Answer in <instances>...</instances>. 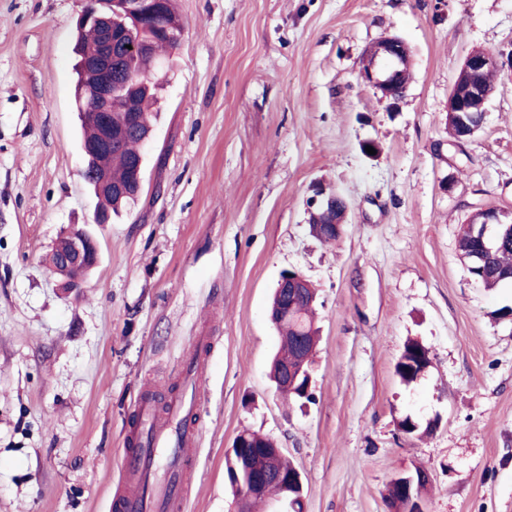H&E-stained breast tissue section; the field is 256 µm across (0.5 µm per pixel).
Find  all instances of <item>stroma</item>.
<instances>
[{
  "instance_id": "35a3bbf8",
  "label": "stroma",
  "mask_w": 512,
  "mask_h": 512,
  "mask_svg": "<svg viewBox=\"0 0 512 512\" xmlns=\"http://www.w3.org/2000/svg\"><path fill=\"white\" fill-rule=\"evenodd\" d=\"M86 5L0 0V512H110L138 402L182 394L202 335L184 512H236L224 463L245 429L301 473L304 512H390V482L419 468L424 512H512V318L491 316L512 286H479L459 251L475 209L512 212V79L472 138L448 133L466 55L512 49V0H177L144 191L107 224L81 176ZM386 36L413 72L395 105L359 76ZM316 181L349 204L332 244L309 231ZM75 224L99 260L71 290L47 258ZM288 269L317 293L299 402L269 378ZM411 340L431 363L406 384Z\"/></svg>"
}]
</instances>
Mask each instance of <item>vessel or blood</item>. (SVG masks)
Here are the masks:
<instances>
[{
	"instance_id": "vessel-or-blood-1",
	"label": "vessel or blood",
	"mask_w": 512,
	"mask_h": 512,
	"mask_svg": "<svg viewBox=\"0 0 512 512\" xmlns=\"http://www.w3.org/2000/svg\"><path fill=\"white\" fill-rule=\"evenodd\" d=\"M207 345V337L196 338L184 377L186 392L171 399L165 415H158L149 399L139 402L111 512H183L197 439L196 427L185 423L184 417L193 412L194 396L204 385L200 366Z\"/></svg>"
}]
</instances>
